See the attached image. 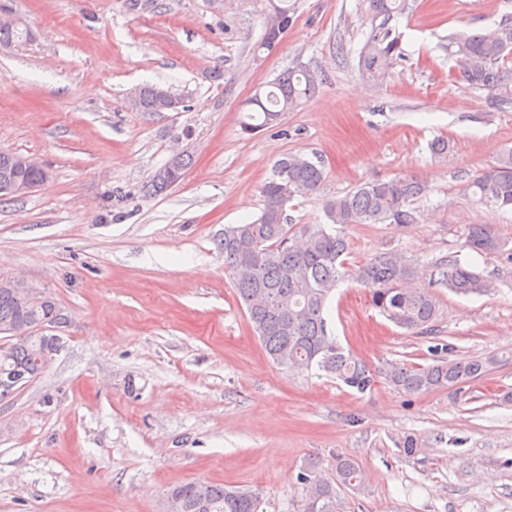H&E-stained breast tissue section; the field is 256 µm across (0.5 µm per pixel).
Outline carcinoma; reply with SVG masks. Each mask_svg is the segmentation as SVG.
<instances>
[{
    "instance_id": "obj_1",
    "label": "carcinoma",
    "mask_w": 512,
    "mask_h": 512,
    "mask_svg": "<svg viewBox=\"0 0 512 512\" xmlns=\"http://www.w3.org/2000/svg\"><path fill=\"white\" fill-rule=\"evenodd\" d=\"M406 0H366L372 24L358 56L362 78L383 83L401 59L399 36L390 22L405 10ZM270 11L260 47L273 49L292 22L288 0H270ZM448 56L460 66L459 80L472 89L488 91L492 111L512 109V23L503 22L485 33L448 38ZM323 83L322 73L298 66L280 74L265 95L245 102L240 131L253 136L280 125L284 115L299 107ZM162 87L144 85L132 105L141 112H162L158 94ZM190 165L182 155L166 181L151 178L149 194H161L181 182ZM324 180V170L304 154L278 161L272 177L261 189L263 207L258 218L246 224L224 226V270L232 280L249 323L274 363L292 371L316 369L333 375L345 386L363 393L376 383L366 366L345 353L329 328L326 303L338 284L353 280L369 290L370 304L389 322L422 333L433 327L439 314L435 288L461 296L486 295L496 283L477 268L452 255L436 264L431 286L415 285L418 268L397 249H387L359 265L345 256L350 243L345 230L354 224L418 223L415 202L425 198L429 186L415 175L369 179L324 206L326 223L290 224L286 206L297 195L313 194ZM464 192L481 204L512 209V148L464 186ZM465 246L484 254H501L512 260V238L502 237L491 224H470ZM55 301L26 303L0 289V326L28 321H50ZM43 349L29 341L0 347V376L16 367L42 372L36 359ZM489 358L438 360L422 366L394 362L382 372L386 384L410 394L451 387L483 376ZM336 479L329 480L319 464L306 461L296 482L304 497L300 512H346L336 486L357 489L362 484L358 464L336 459ZM166 512H259L261 497L249 488L192 481L171 488Z\"/></svg>"
}]
</instances>
